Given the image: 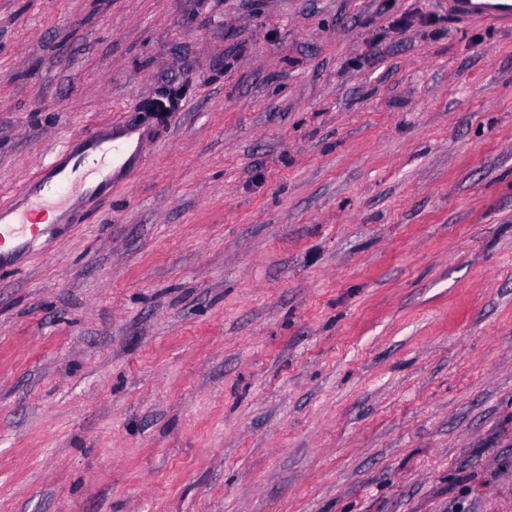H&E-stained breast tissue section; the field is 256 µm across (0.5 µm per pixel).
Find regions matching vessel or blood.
<instances>
[{
    "label": "vessel or blood",
    "mask_w": 512,
    "mask_h": 512,
    "mask_svg": "<svg viewBox=\"0 0 512 512\" xmlns=\"http://www.w3.org/2000/svg\"><path fill=\"white\" fill-rule=\"evenodd\" d=\"M99 148L100 135L97 130L73 135L14 195L10 209L16 213L18 221L0 224V267L20 268L21 256L44 234L38 225L24 224L26 206L54 200L58 212L57 226L74 223V198L77 194L105 195L112 183L127 180L140 164L139 150L113 146L111 172L102 175L97 182L87 183L82 167Z\"/></svg>",
    "instance_id": "b4317fda"
}]
</instances>
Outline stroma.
<instances>
[{"label": "stroma", "instance_id": "1", "mask_svg": "<svg viewBox=\"0 0 512 512\" xmlns=\"http://www.w3.org/2000/svg\"><path fill=\"white\" fill-rule=\"evenodd\" d=\"M176 89L0 275V512H512V22L0 0V204Z\"/></svg>", "mask_w": 512, "mask_h": 512}]
</instances>
